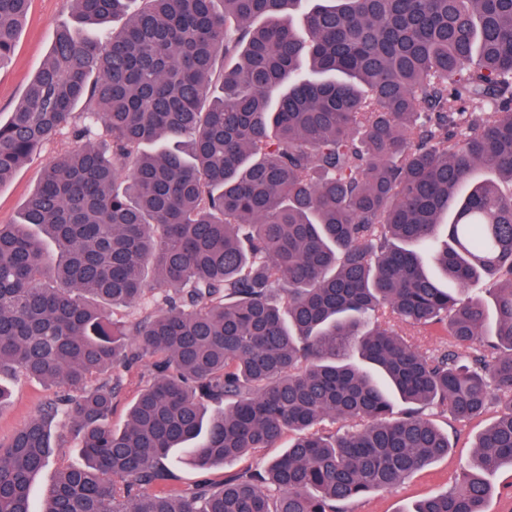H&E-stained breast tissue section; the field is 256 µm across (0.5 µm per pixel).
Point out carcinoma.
Masks as SVG:
<instances>
[{
	"label": "carcinoma",
	"instance_id": "carcinoma-1",
	"mask_svg": "<svg viewBox=\"0 0 512 512\" xmlns=\"http://www.w3.org/2000/svg\"><path fill=\"white\" fill-rule=\"evenodd\" d=\"M29 2L0 0V66ZM71 2L0 119V186L81 142L0 224V374L59 389L0 444V512H34L56 419L84 464L39 512H350L448 455L434 412L494 404L456 486L408 510L485 512L512 467V0ZM435 325L433 352L408 339ZM144 360L115 431L112 372ZM285 437L217 488L168 464Z\"/></svg>",
	"mask_w": 512,
	"mask_h": 512
}]
</instances>
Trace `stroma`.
<instances>
[{"label":"stroma","instance_id":"35a3bbf8","mask_svg":"<svg viewBox=\"0 0 512 512\" xmlns=\"http://www.w3.org/2000/svg\"><path fill=\"white\" fill-rule=\"evenodd\" d=\"M69 0H31L27 19L16 43L14 55L0 68V114L8 115L22 99L29 80L46 57L57 26L72 23ZM69 134H61L47 142L37 155L27 161L8 184L0 187V224L17 220L21 207L35 188L43 167L74 147ZM0 385L8 388L10 400L0 405V442L10 440L15 430L37 414L39 407L52 398L55 390L42 383L22 377L1 375ZM492 413L460 428L449 415H435V423L451 431L453 448L447 458L432 463L404 483L355 501L352 512H408L417 500L431 493L452 487L463 465L471 457V443L492 420ZM57 437L56 462L36 479L33 502H41L49 491L58 463L79 465L83 462L78 437L61 423H54Z\"/></svg>","mask_w":512,"mask_h":512}]
</instances>
